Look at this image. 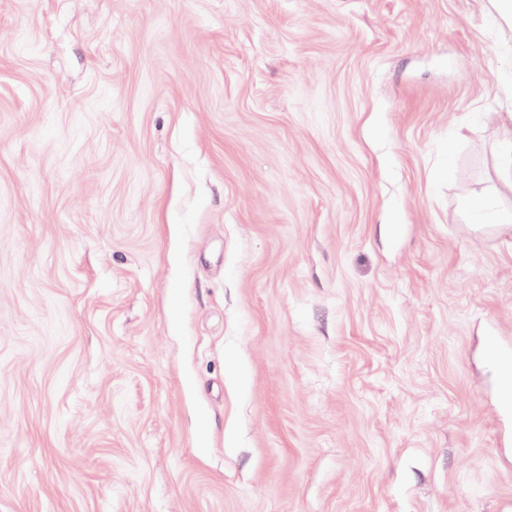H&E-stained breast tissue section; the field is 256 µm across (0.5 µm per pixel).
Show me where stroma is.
Wrapping results in <instances>:
<instances>
[{
  "mask_svg": "<svg viewBox=\"0 0 512 512\" xmlns=\"http://www.w3.org/2000/svg\"><path fill=\"white\" fill-rule=\"evenodd\" d=\"M495 0H0V512H512Z\"/></svg>",
  "mask_w": 512,
  "mask_h": 512,
  "instance_id": "obj_1",
  "label": "stroma"
}]
</instances>
